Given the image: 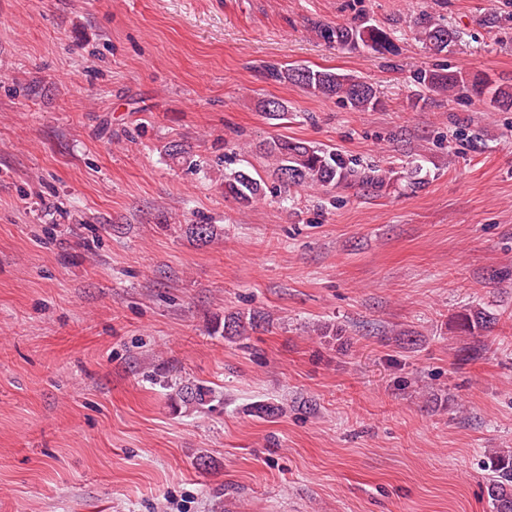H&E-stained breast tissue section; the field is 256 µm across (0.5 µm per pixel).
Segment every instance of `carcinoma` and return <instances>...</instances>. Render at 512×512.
I'll list each match as a JSON object with an SVG mask.
<instances>
[{"label":"carcinoma","instance_id":"1","mask_svg":"<svg viewBox=\"0 0 512 512\" xmlns=\"http://www.w3.org/2000/svg\"><path fill=\"white\" fill-rule=\"evenodd\" d=\"M418 39L431 50L442 52L455 41L456 32L447 25L432 19L421 22L417 31ZM319 37L328 44L338 47L362 43L375 52L392 50L391 33L375 25L353 27L347 25L323 26L318 29ZM269 77L286 79L313 94L324 97H338L355 110H366L377 102L373 85L345 77L326 70L309 67H295L283 72L269 70ZM415 82L429 92L454 93L471 90L479 98H487L499 109H512V84L492 85L458 70H425L416 75ZM265 155L273 161L272 175L284 188L340 186L362 182L374 188L385 183V176L373 167H360L334 150L311 146L300 141L275 139L266 144ZM224 194L234 197L241 205L248 207L265 198L261 182L247 169L234 170L224 175ZM497 317L484 308L469 309L458 316L457 326L461 333L469 336L487 332L493 328ZM261 322L256 313L231 312L224 316L222 336L226 339H243L247 328H255ZM210 389L201 384L181 387L177 397L183 403L204 405ZM488 472L487 494L494 512H512V450H499L488 455L484 463Z\"/></svg>","mask_w":512,"mask_h":512}]
</instances>
